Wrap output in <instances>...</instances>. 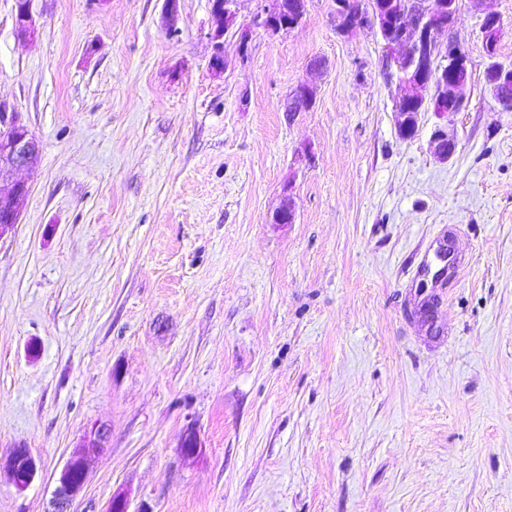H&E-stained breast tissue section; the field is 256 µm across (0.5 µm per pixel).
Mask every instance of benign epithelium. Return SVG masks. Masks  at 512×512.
<instances>
[{
    "label": "benign epithelium",
    "instance_id": "obj_1",
    "mask_svg": "<svg viewBox=\"0 0 512 512\" xmlns=\"http://www.w3.org/2000/svg\"><path fill=\"white\" fill-rule=\"evenodd\" d=\"M239 0H224L221 8L210 6L214 25L225 18L237 15ZM268 5L255 17L256 25L276 34L292 29L303 21L304 8L298 6L286 13L280 0H266ZM459 9V0H444L441 13L425 9L419 0H413L405 12V22L399 37L383 45L384 70L391 80H396L402 93L395 100V112L401 124L411 126L416 113L403 111L404 104L414 101L420 105L429 102L433 111L443 114L453 107L464 105L462 90L467 85L471 70L469 58L462 42L455 36L448 37V44L440 46L435 38L440 30H452ZM336 26L342 31L367 26L375 29L381 24L378 7L368 2L364 10L354 7L349 0H334ZM503 25L501 17L487 12L483 14L479 31L484 44H493V34ZM15 31L23 40L32 41L36 36V24L30 8V0H16ZM512 77L507 67H493L485 71L486 84L491 93ZM316 100V88L302 83L290 92L281 104L289 117L305 111ZM40 145L35 136L22 123L19 115L0 104V180L14 172L37 163ZM28 195L23 183L14 184L7 194L0 193V239L13 231L19 223L20 212ZM38 471L36 460L25 448L15 450L10 463L14 485L24 490L34 481ZM88 478L85 458L78 451L72 452L64 464L51 501V512H73V506L83 491Z\"/></svg>",
    "mask_w": 512,
    "mask_h": 512
}]
</instances>
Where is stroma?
Listing matches in <instances>:
<instances>
[{
  "instance_id": "stroma-1",
  "label": "stroma",
  "mask_w": 512,
  "mask_h": 512,
  "mask_svg": "<svg viewBox=\"0 0 512 512\" xmlns=\"http://www.w3.org/2000/svg\"><path fill=\"white\" fill-rule=\"evenodd\" d=\"M15 3L0 102L41 153L0 240V512H48L79 445L76 512H512V110L478 29L512 61V0H461L464 107L408 138L333 0L277 34L241 0L219 72L209 0L173 33L164 0H31V42ZM30 0H16L15 31L23 40L32 41L36 36V24L30 8ZM502 25H503V21L499 15L487 12V13H484L483 16L481 17L480 24H479V31H480L483 43L486 45L488 44V48H489V46L493 44V36H494L493 34L497 30L495 40H494V45L492 48V56L495 58L496 62L503 64L504 62L499 61L498 57H497L498 56V51H497L498 41H499V38L502 33V27L501 28H499V27ZM504 64L507 65V63H504ZM316 88L309 83H302L290 92V96L284 99L281 107L284 112H289V118L294 117L298 112H305L306 105L313 104L316 100ZM294 103H301L300 107L295 110L291 109ZM38 471L36 460L27 448H17L10 463V474L14 485L24 490L34 481Z\"/></svg>"
}]
</instances>
